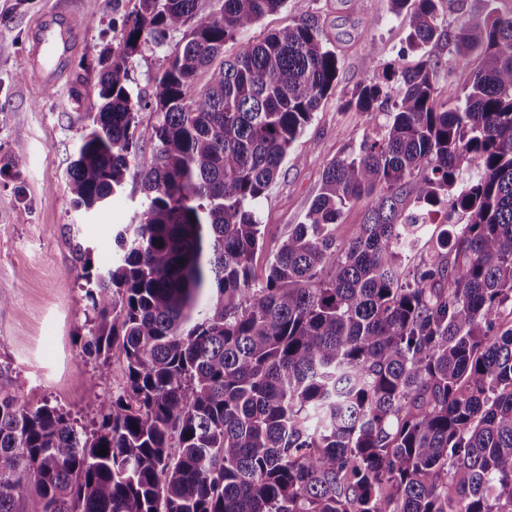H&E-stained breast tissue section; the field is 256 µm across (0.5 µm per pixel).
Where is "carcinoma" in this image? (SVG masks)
Instances as JSON below:
<instances>
[{
	"label": "carcinoma",
	"mask_w": 512,
	"mask_h": 512,
	"mask_svg": "<svg viewBox=\"0 0 512 512\" xmlns=\"http://www.w3.org/2000/svg\"><path fill=\"white\" fill-rule=\"evenodd\" d=\"M220 2L137 0L119 45L80 63L71 93L93 78L99 104L67 168L74 206L103 205L138 143L155 148L117 263L72 244L84 349L102 371L118 350L125 384L90 397L88 425L0 387V512H512V11L484 0L447 30L438 0H391L419 60L360 83L347 107L390 105L383 133L327 163L258 281L256 203L338 58L309 14L241 39L288 0ZM180 29L153 98L134 93L135 58ZM441 40L480 59L447 109L427 51ZM437 217L433 252L405 270ZM368 208V200L356 202L338 219L335 227L336 244L347 245L352 239L359 224H363Z\"/></svg>",
	"instance_id": "cac0c4a2"
}]
</instances>
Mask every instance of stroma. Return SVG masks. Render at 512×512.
<instances>
[{
	"instance_id": "35a3bbf8",
	"label": "stroma",
	"mask_w": 512,
	"mask_h": 512,
	"mask_svg": "<svg viewBox=\"0 0 512 512\" xmlns=\"http://www.w3.org/2000/svg\"><path fill=\"white\" fill-rule=\"evenodd\" d=\"M56 2L0 0V385L9 386L20 401L57 405L87 423L94 416L90 395L117 390L123 363L113 358L109 372L100 374L82 348L80 334L91 312L72 243L89 246L97 268L117 261L114 235L133 222L144 199L135 172L151 164L155 149L148 142L137 146L123 192L92 211L75 208L66 170L82 132L81 117L92 111L98 89L88 82L77 99L70 88L80 61H97L101 51L118 45L122 20L136 0H70L74 35L58 64L31 52L32 30ZM306 14L318 17L323 38L338 55L339 71L333 90L294 146L300 163H285L258 204L264 226V247L254 261L259 278L289 225L302 221L327 163L358 148L364 136L383 131L385 115L369 122L345 109V102L385 64L417 60L408 49L409 28L392 12L390 0H288L285 9L264 17L247 36L262 38ZM182 37L175 31L166 47L144 48L134 63V91L152 96L170 46ZM372 41L379 46L374 56L368 51ZM429 53L439 63L436 81L444 103L447 88H463L479 61L453 60V48L444 41L431 45ZM21 60L37 66L40 78L16 76ZM13 155L25 158L21 170L6 168Z\"/></svg>"
}]
</instances>
